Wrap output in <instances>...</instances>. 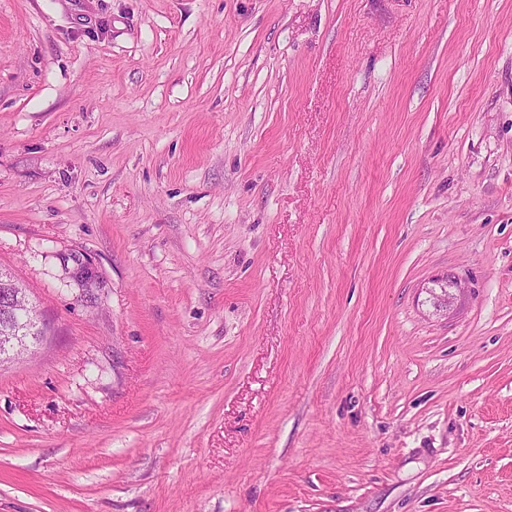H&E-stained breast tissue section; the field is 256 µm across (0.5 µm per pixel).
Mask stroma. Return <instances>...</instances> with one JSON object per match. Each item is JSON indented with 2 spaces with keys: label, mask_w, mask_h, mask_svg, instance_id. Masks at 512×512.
Wrapping results in <instances>:
<instances>
[{
  "label": "stroma",
  "mask_w": 512,
  "mask_h": 512,
  "mask_svg": "<svg viewBox=\"0 0 512 512\" xmlns=\"http://www.w3.org/2000/svg\"><path fill=\"white\" fill-rule=\"evenodd\" d=\"M0 270V512H512V0H0Z\"/></svg>",
  "instance_id": "obj_1"
}]
</instances>
